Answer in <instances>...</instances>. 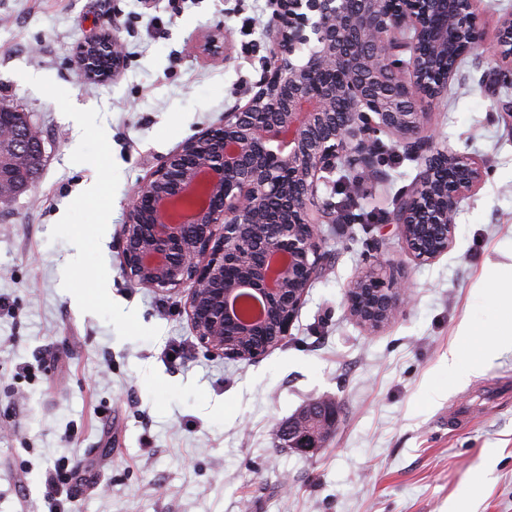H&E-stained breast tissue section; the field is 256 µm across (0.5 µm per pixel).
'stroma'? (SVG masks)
<instances>
[{
	"label": "stroma",
	"instance_id": "stroma-1",
	"mask_svg": "<svg viewBox=\"0 0 512 512\" xmlns=\"http://www.w3.org/2000/svg\"><path fill=\"white\" fill-rule=\"evenodd\" d=\"M481 7L484 48L430 107L437 142L485 167L450 249L414 261L395 225L351 221L336 195L290 335L243 361L199 343L186 288L129 281L120 229L142 180L249 99L270 0H0V106L27 113L43 152L30 189L0 200V512H44V471L63 456L77 512H512V323L477 288L487 264L512 266V120L487 48L512 0ZM218 28L222 59L195 48ZM112 31L123 72L89 84L71 46ZM417 173L388 155L351 177L376 215ZM376 256L400 263L411 301L372 331L345 293ZM464 321L478 339L459 338ZM453 344L487 357L450 374ZM322 398L334 431L310 453L286 447L278 426ZM459 405L470 420L448 424Z\"/></svg>",
	"mask_w": 512,
	"mask_h": 512
}]
</instances>
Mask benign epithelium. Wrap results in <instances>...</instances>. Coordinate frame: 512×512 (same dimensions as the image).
<instances>
[{"label": "benign epithelium", "instance_id": "7a95c632", "mask_svg": "<svg viewBox=\"0 0 512 512\" xmlns=\"http://www.w3.org/2000/svg\"><path fill=\"white\" fill-rule=\"evenodd\" d=\"M263 73L246 104L189 138L139 186L122 227L131 282L165 289L191 283L185 312L208 351L237 358L259 339L256 360L289 334L328 259L319 225L338 222L321 197L338 160L371 170L381 137L420 163L416 180L384 213L419 262L448 251L460 204L481 185L473 157L441 149L429 104L447 92L461 61L481 47L477 0H274ZM123 68V45L100 35L81 46ZM498 85H512V13L500 19L492 55ZM397 263L377 259L346 293L350 314L374 331L408 304ZM311 418L336 425L315 400L279 436L307 451Z\"/></svg>", "mask_w": 512, "mask_h": 512}]
</instances>
